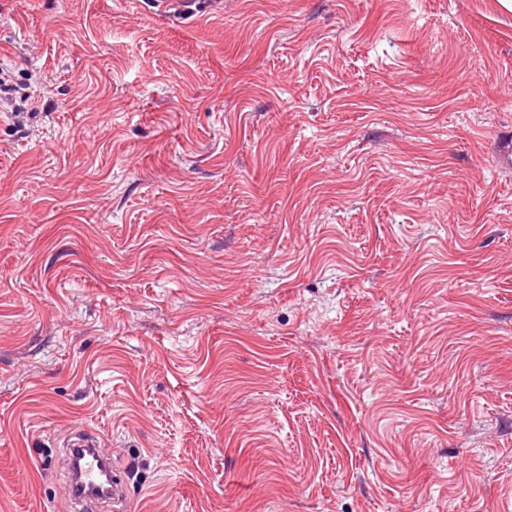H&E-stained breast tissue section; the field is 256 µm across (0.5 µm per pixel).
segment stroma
I'll return each instance as SVG.
<instances>
[{
	"label": "stroma",
	"instance_id": "35a3bbf8",
	"mask_svg": "<svg viewBox=\"0 0 512 512\" xmlns=\"http://www.w3.org/2000/svg\"><path fill=\"white\" fill-rule=\"evenodd\" d=\"M0 512H512V12L0 0Z\"/></svg>",
	"mask_w": 512,
	"mask_h": 512
}]
</instances>
